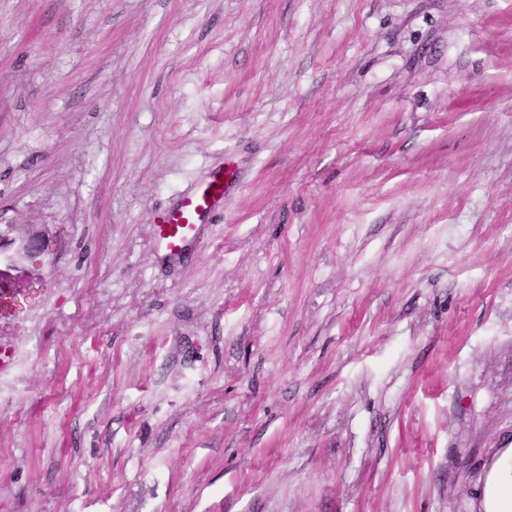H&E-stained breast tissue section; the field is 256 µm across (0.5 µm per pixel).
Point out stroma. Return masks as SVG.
Masks as SVG:
<instances>
[{
  "instance_id": "1",
  "label": "stroma",
  "mask_w": 512,
  "mask_h": 512,
  "mask_svg": "<svg viewBox=\"0 0 512 512\" xmlns=\"http://www.w3.org/2000/svg\"><path fill=\"white\" fill-rule=\"evenodd\" d=\"M172 263L152 224L213 170ZM0 512H483L512 448V0H0Z\"/></svg>"
}]
</instances>
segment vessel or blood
Here are the masks:
<instances>
[{
	"mask_svg": "<svg viewBox=\"0 0 512 512\" xmlns=\"http://www.w3.org/2000/svg\"><path fill=\"white\" fill-rule=\"evenodd\" d=\"M226 182L222 172H214L154 222L156 248L171 260H181L198 240L211 214L224 204Z\"/></svg>",
	"mask_w": 512,
	"mask_h": 512,
	"instance_id": "obj_1",
	"label": "vessel or blood"
}]
</instances>
